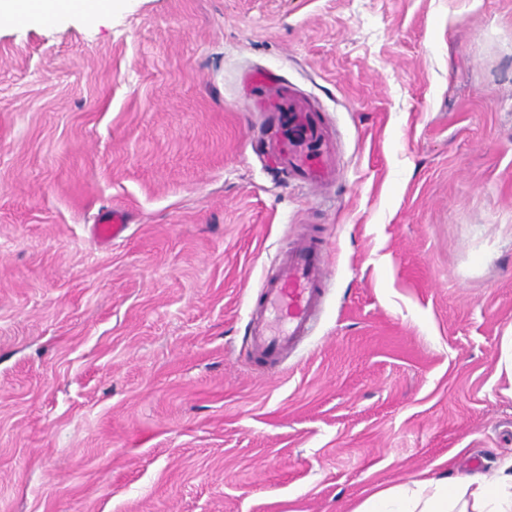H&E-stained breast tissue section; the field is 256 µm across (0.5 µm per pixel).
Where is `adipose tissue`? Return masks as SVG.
Returning <instances> with one entry per match:
<instances>
[{
    "label": "adipose tissue",
    "mask_w": 512,
    "mask_h": 512,
    "mask_svg": "<svg viewBox=\"0 0 512 512\" xmlns=\"http://www.w3.org/2000/svg\"><path fill=\"white\" fill-rule=\"evenodd\" d=\"M79 0H0V19L42 20L47 15L83 11ZM355 512H512V461L494 477L472 473L456 482L447 478L416 481L373 492Z\"/></svg>",
    "instance_id": "1"
}]
</instances>
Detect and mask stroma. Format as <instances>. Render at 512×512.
<instances>
[{
	"mask_svg": "<svg viewBox=\"0 0 512 512\" xmlns=\"http://www.w3.org/2000/svg\"><path fill=\"white\" fill-rule=\"evenodd\" d=\"M288 112L332 182L280 161ZM303 235L323 309L262 366ZM511 458L512 0L0 20V512H354ZM127 228L124 213L120 209H112V213L95 228L97 238L103 242H112L124 236ZM328 270L325 256L313 238H301L284 251L275 274L262 285L251 325V346L259 360L274 366L307 336L320 312ZM266 313L280 322L273 326Z\"/></svg>",
	"mask_w": 512,
	"mask_h": 512,
	"instance_id": "35a3bbf8",
	"label": "stroma"
}]
</instances>
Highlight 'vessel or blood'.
Instances as JSON below:
<instances>
[{"instance_id": "1", "label": "vessel or blood", "mask_w": 512, "mask_h": 512, "mask_svg": "<svg viewBox=\"0 0 512 512\" xmlns=\"http://www.w3.org/2000/svg\"><path fill=\"white\" fill-rule=\"evenodd\" d=\"M288 164L300 168L310 183L326 177L322 125L316 113H289ZM125 230L124 213L116 209L96 226L95 233L100 241L112 242L122 238ZM327 274L325 256L314 239H299L280 255L274 275L262 285L258 315L251 325V346L259 360L275 365L311 332Z\"/></svg>"}]
</instances>
